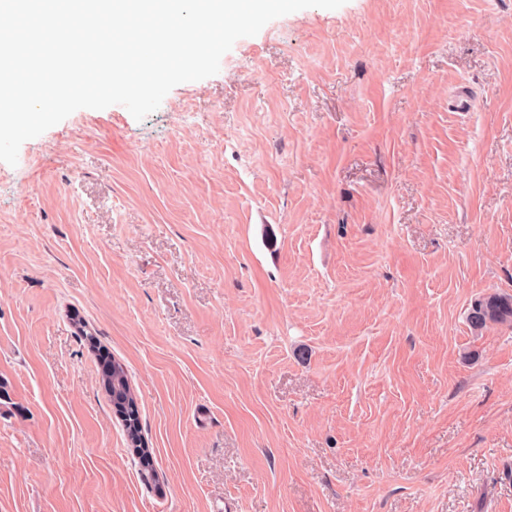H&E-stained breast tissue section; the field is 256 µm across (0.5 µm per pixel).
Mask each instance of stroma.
I'll list each match as a JSON object with an SVG mask.
<instances>
[{
    "label": "stroma",
    "instance_id": "obj_1",
    "mask_svg": "<svg viewBox=\"0 0 512 512\" xmlns=\"http://www.w3.org/2000/svg\"><path fill=\"white\" fill-rule=\"evenodd\" d=\"M490 295L512 0L276 18L143 120L83 108L0 162V512H512ZM512 318V298L489 296L474 301L469 320L474 326H482L487 321H506ZM112 406L114 408L117 407L120 412L124 431L128 441L130 442V436L133 433L139 436L141 439H143L139 408L135 400V397L131 392V389L129 390L127 398L125 399L124 402L119 403L116 406L112 400Z\"/></svg>",
    "mask_w": 512,
    "mask_h": 512
}]
</instances>
